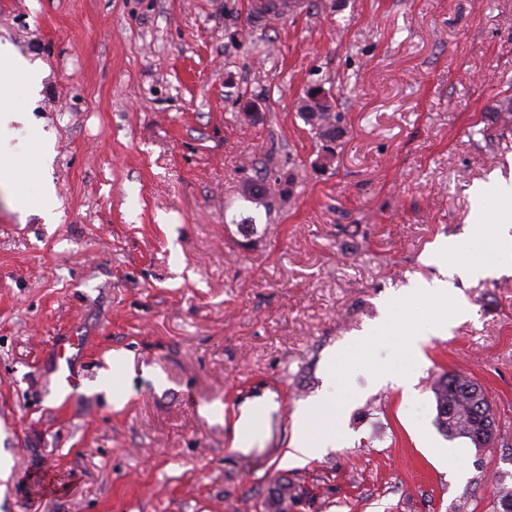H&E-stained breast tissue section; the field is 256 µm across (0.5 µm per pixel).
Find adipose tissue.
Listing matches in <instances>:
<instances>
[{
    "label": "adipose tissue",
    "mask_w": 512,
    "mask_h": 512,
    "mask_svg": "<svg viewBox=\"0 0 512 512\" xmlns=\"http://www.w3.org/2000/svg\"><path fill=\"white\" fill-rule=\"evenodd\" d=\"M41 77L24 60L16 57L9 46L0 45V144L9 143L17 126L27 124L29 115L15 94L16 87L38 93ZM52 160L48 139L25 142L16 151L0 154V189L5 190L22 212L47 216V204L55 195L51 180H43L38 192H31L25 172H42ZM340 411L331 394L302 407L295 415L296 429L291 456L313 458L332 444V430Z\"/></svg>",
    "instance_id": "1"
}]
</instances>
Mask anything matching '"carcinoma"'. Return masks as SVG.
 Masks as SVG:
<instances>
[{"instance_id":"obj_1","label":"carcinoma","mask_w":512,"mask_h":512,"mask_svg":"<svg viewBox=\"0 0 512 512\" xmlns=\"http://www.w3.org/2000/svg\"><path fill=\"white\" fill-rule=\"evenodd\" d=\"M300 116L317 142L324 144L333 141L330 152L323 157L320 167L326 168L336 159V145L345 136L340 126L341 118L334 112L333 101L321 86H313L305 91L301 99ZM473 379L444 373L434 382L432 392L436 402L434 423L439 432L450 440L472 439L478 430L479 416L490 409L486 394L477 399L473 396ZM300 490L286 479H278L269 488L265 500L266 512H281L278 499L292 496Z\"/></svg>"}]
</instances>
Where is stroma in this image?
I'll use <instances>...</instances> for the list:
<instances>
[{
	"label": "stroma",
	"mask_w": 512,
	"mask_h": 512,
	"mask_svg": "<svg viewBox=\"0 0 512 512\" xmlns=\"http://www.w3.org/2000/svg\"><path fill=\"white\" fill-rule=\"evenodd\" d=\"M0 0V42L43 68L24 139L53 137L56 221L0 191V512H501L512 487V271L451 279L467 315L431 336L411 391L364 367L336 446L284 462L294 414L413 283L470 241L472 191L512 175V0ZM311 85L347 134L334 164L299 116ZM258 119L244 124V106ZM295 173L272 210L248 180ZM79 342L63 403L54 355ZM125 351L126 400L97 389ZM478 380L495 447L448 440L431 384ZM276 404L248 449L233 424ZM293 492L299 494L303 491H300L293 484L288 482V479H278L275 480L272 486L269 488L268 496L265 500V509L267 512H288L285 510H279V503L277 499H280L283 495L291 497ZM276 493V497L274 496Z\"/></svg>",
	"instance_id": "35a3bbf8"
}]
</instances>
